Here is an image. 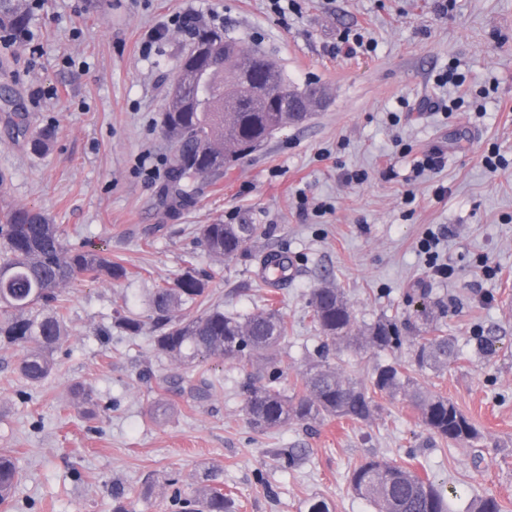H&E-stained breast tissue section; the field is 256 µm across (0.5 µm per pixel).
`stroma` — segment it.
<instances>
[{"label":"stroma","mask_w":512,"mask_h":512,"mask_svg":"<svg viewBox=\"0 0 512 512\" xmlns=\"http://www.w3.org/2000/svg\"><path fill=\"white\" fill-rule=\"evenodd\" d=\"M191 9L297 84L321 87L325 103L220 183L195 182L192 203L170 210L160 201L171 158L162 115L190 43L175 22ZM155 29L161 39L145 47ZM346 33L364 48L348 53ZM451 70L462 85L444 82ZM19 112L51 133L48 153L16 136ZM495 149L509 165L492 174L480 157ZM436 150L439 166L422 168ZM0 175V212L41 210L66 241L107 249L130 272L68 292L69 337L42 382L19 375L23 349H0V448L19 467L0 512H112L113 497L146 478L134 512H177L174 495L207 472L234 512H308L314 499L329 512H373L349 476L374 457L450 490L451 512L476 497L512 512V0H280L276 10L271 0H37L30 39L0 56ZM217 221L267 225L253 251L281 250L294 263L288 282L269 288L243 254L210 284L225 311L270 300L285 316L282 388L301 391L321 345L310 293L332 284L355 327L385 318L402 336L392 349L342 352L337 368L367 384L377 365L408 367L473 420L478 439L440 440L406 398L385 393L366 422L259 434L242 412L247 369L181 366L155 351L150 332L116 329L114 311L146 314L153 282L212 269L198 229ZM431 231L450 278L431 276L419 249ZM483 261L496 275H483ZM425 306L461 353L442 372L413 361ZM206 381L216 394L201 402L194 392ZM77 383L91 389L90 405L75 399ZM163 396L168 414L153 419Z\"/></svg>","instance_id":"1"}]
</instances>
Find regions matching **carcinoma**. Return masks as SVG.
<instances>
[{"mask_svg": "<svg viewBox=\"0 0 512 512\" xmlns=\"http://www.w3.org/2000/svg\"><path fill=\"white\" fill-rule=\"evenodd\" d=\"M27 0H0V33L19 41L29 32ZM317 87L300 86L261 52H246L222 30L202 28L176 65L163 129L171 144L166 205L191 200L189 187L207 178L224 179L233 168L289 125L312 117L320 98ZM16 135L30 138L37 153L48 149L49 134L29 131L18 115ZM269 232L264 224H224L199 227L201 240L223 269L224 261L247 251L250 243ZM216 272L199 274L187 268L171 281L148 289L149 321L125 312L115 325L137 334L145 326L153 332L155 350L169 360L194 367L213 359L254 363L261 370L243 386V412L258 433L294 422L326 418L353 422L369 420L374 394H403L428 428L443 440L460 442L476 437V428L447 398L433 394L412 380L397 362L380 364L372 385L354 381L330 363V351L352 346L386 350L402 342L392 322L379 319L356 331L342 289L324 285L311 292L312 322L321 335L317 359L308 362L301 377L300 398L276 385L277 351L288 333L278 309L266 306L250 313H232L211 302L208 282ZM127 268L105 249L71 245L58 225L42 211L16 208L0 213V346L25 349L18 370L32 383L54 368L53 351L66 336V289L81 280L121 281ZM459 351L448 337L436 333L415 343L414 361L420 369L442 370L457 360ZM18 480L15 458L0 451V504L6 503ZM349 483L375 512H449L444 489L428 476L385 459H370L355 468ZM184 512H231L233 502L211 474L199 477L194 494L178 499ZM466 512H504L493 497L471 501Z\"/></svg>", "mask_w": 512, "mask_h": 512, "instance_id": "1", "label": "carcinoma"}]
</instances>
